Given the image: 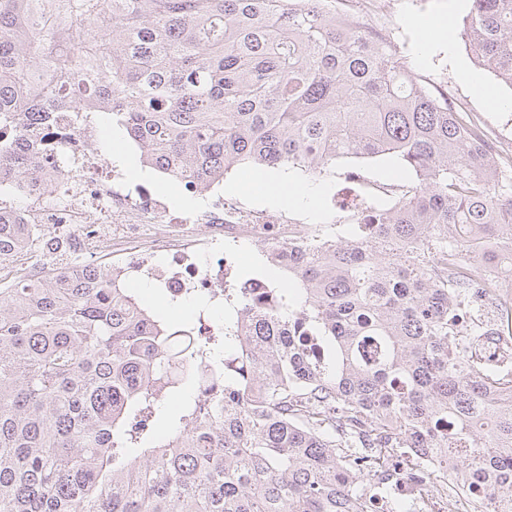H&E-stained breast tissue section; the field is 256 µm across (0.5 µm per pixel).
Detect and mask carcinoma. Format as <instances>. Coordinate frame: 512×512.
<instances>
[{"label":"carcinoma","mask_w":512,"mask_h":512,"mask_svg":"<svg viewBox=\"0 0 512 512\" xmlns=\"http://www.w3.org/2000/svg\"><path fill=\"white\" fill-rule=\"evenodd\" d=\"M462 35L512 85V0H471ZM82 100L189 183L386 155L414 179L235 273L178 356L204 312L178 326L102 267L0 288V512H379L402 456L512 512V362L461 308L471 267L512 279V170L393 44L328 0H0V175L33 174L25 115ZM29 248L0 216V263Z\"/></svg>","instance_id":"carcinoma-1"}]
</instances>
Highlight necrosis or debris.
<instances>
[{
    "label": "necrosis or debris",
    "instance_id": "necrosis-or-debris-1",
    "mask_svg": "<svg viewBox=\"0 0 512 512\" xmlns=\"http://www.w3.org/2000/svg\"><path fill=\"white\" fill-rule=\"evenodd\" d=\"M392 0H333L341 18L367 19L387 42ZM100 106L55 113L70 133L42 159L33 176L0 185V214L22 224L34 245L0 264V288L41 277L44 260L73 275L109 263L116 281L146 282L170 302L205 295L223 305L238 263L228 249L277 243L288 246L309 232L308 216L287 209L250 208L225 198L219 180L200 188L203 203L176 209L151 183L130 175L101 149Z\"/></svg>",
    "mask_w": 512,
    "mask_h": 512
}]
</instances>
